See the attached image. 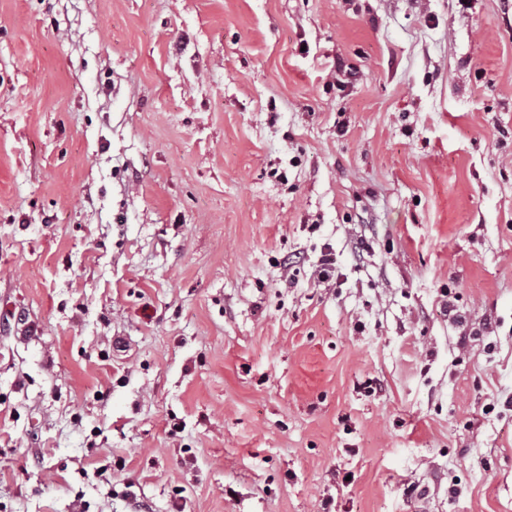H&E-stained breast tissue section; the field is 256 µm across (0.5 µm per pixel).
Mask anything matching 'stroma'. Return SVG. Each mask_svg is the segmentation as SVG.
Instances as JSON below:
<instances>
[{"mask_svg":"<svg viewBox=\"0 0 512 512\" xmlns=\"http://www.w3.org/2000/svg\"><path fill=\"white\" fill-rule=\"evenodd\" d=\"M0 512H512V0H0Z\"/></svg>","mask_w":512,"mask_h":512,"instance_id":"1","label":"stroma"}]
</instances>
